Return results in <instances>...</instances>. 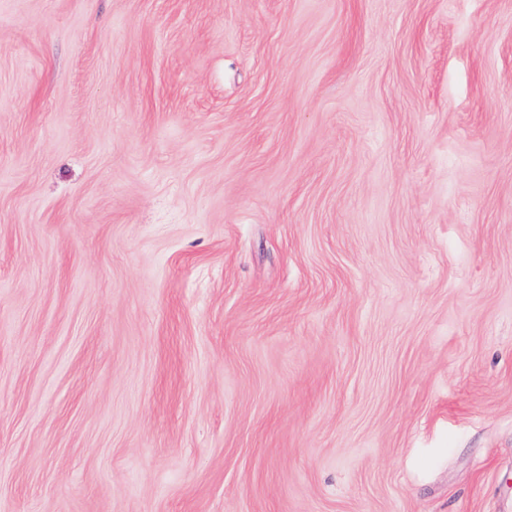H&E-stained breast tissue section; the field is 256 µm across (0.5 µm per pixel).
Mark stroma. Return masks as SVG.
Returning a JSON list of instances; mask_svg holds the SVG:
<instances>
[{
  "instance_id": "1",
  "label": "stroma",
  "mask_w": 512,
  "mask_h": 512,
  "mask_svg": "<svg viewBox=\"0 0 512 512\" xmlns=\"http://www.w3.org/2000/svg\"><path fill=\"white\" fill-rule=\"evenodd\" d=\"M0 512H512V0H0Z\"/></svg>"
}]
</instances>
